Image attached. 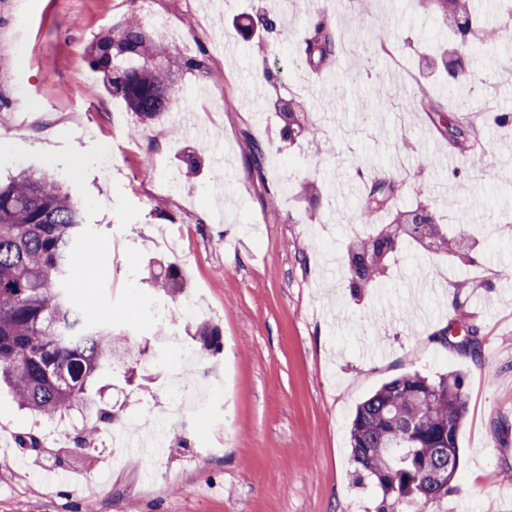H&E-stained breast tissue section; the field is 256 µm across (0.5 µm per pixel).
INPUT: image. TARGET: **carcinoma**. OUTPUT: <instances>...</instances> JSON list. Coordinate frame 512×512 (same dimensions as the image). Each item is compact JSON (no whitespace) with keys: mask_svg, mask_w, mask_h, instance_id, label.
Listing matches in <instances>:
<instances>
[{"mask_svg":"<svg viewBox=\"0 0 512 512\" xmlns=\"http://www.w3.org/2000/svg\"><path fill=\"white\" fill-rule=\"evenodd\" d=\"M421 14L440 26L436 38V67L420 59L416 63V102L423 112L448 113L455 149L476 154L481 146L482 128L489 122L511 125L512 114L486 105L477 110L448 112V107L432 92V76L440 73L456 84L470 83L473 74L465 68L461 54L476 47L505 39L512 31V0H500L505 23L489 27L480 22L473 0H416ZM146 40L137 20L130 18L116 38L101 41L91 60L93 67L108 72L113 59L128 54H145ZM301 62L315 69L342 52V43L332 24L320 16L300 44ZM127 105L151 117L168 109L164 75L154 69L125 70L112 78ZM279 136L293 140L301 119L300 133L311 140L322 128L302 111V103L288 101L278 113ZM404 188L393 173L371 182L357 213L359 224H370L380 234L398 222L408 207L396 205ZM411 206L430 210L442 229L440 256L451 263L457 233L444 223L425 195L422 182L413 183ZM84 231L80 209L54 178L21 172L0 182V383L9 387L22 408L46 420L62 421L81 415L96 429L112 425V410L98 405V381L112 371L114 349L123 350L124 362L137 361L144 351L131 343L117 345L109 325L86 323L66 292L75 284L74 262L78 256L91 263L93 257L80 254ZM397 256L384 265L365 270L357 288H372L387 277ZM168 296L184 287L179 269L169 265L155 280ZM464 348L480 354L478 329L466 320ZM463 376L440 374L430 380L418 373L404 375L383 384L356 409L350 426L353 461L358 472L370 477L380 492L377 512H398L408 502L435 503L455 490L453 481L460 465V434L467 404Z\"/></svg>","mask_w":512,"mask_h":512,"instance_id":"carcinoma-1","label":"carcinoma"}]
</instances>
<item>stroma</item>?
Returning <instances> with one entry per match:
<instances>
[{"instance_id": "35a3bbf8", "label": "stroma", "mask_w": 512, "mask_h": 512, "mask_svg": "<svg viewBox=\"0 0 512 512\" xmlns=\"http://www.w3.org/2000/svg\"><path fill=\"white\" fill-rule=\"evenodd\" d=\"M412 2L288 0L272 36L250 23L276 0H155L150 11L140 0H0V178L32 169L60 180L94 258L86 287L73 290L84 318L148 348L135 367L142 387L116 372L102 394L115 427L168 399L181 362L154 339L161 322L196 353L214 393L208 418L226 419L215 456L211 429L171 420L156 477L136 448L109 470L107 430L89 451L63 429L37 454L0 449L10 464L0 512H377L351 454L357 406L392 378L452 371L468 408L455 490L405 512H512V226L500 221L512 214V126L485 131L484 157H450L437 116L415 102L412 61L436 26ZM325 7L343 43L327 83L296 67L299 37ZM130 14L148 51L123 67L168 74L169 108L152 118L108 112L123 98L90 65L93 46ZM382 36L397 41L396 57L373 54ZM464 63L471 85L437 88L449 107L512 111V44ZM295 93L320 139L280 142L275 106ZM252 138L268 150L264 169ZM359 168L421 173L441 215L484 227L474 262L410 248L379 287L353 294L345 253ZM285 180L324 190L314 203L288 195L271 208L267 192ZM170 263L184 278L174 300L152 279ZM461 316L480 329V358L432 340ZM204 328L219 351L204 347Z\"/></svg>"}]
</instances>
